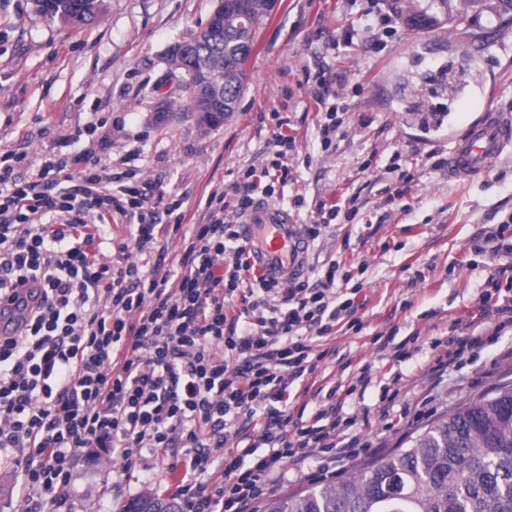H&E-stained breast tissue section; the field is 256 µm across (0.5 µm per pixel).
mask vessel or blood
<instances>
[{"label": "vessel or blood", "instance_id": "vessel-or-blood-1", "mask_svg": "<svg viewBox=\"0 0 512 512\" xmlns=\"http://www.w3.org/2000/svg\"><path fill=\"white\" fill-rule=\"evenodd\" d=\"M512 147V114L484 109L458 135L445 164L450 177L468 180L487 172ZM251 250V261L268 281L285 283L307 273L308 240L290 213L258 202L239 220Z\"/></svg>", "mask_w": 512, "mask_h": 512}]
</instances>
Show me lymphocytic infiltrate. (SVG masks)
Here are the masks:
<instances>
[{"mask_svg":"<svg viewBox=\"0 0 512 512\" xmlns=\"http://www.w3.org/2000/svg\"><path fill=\"white\" fill-rule=\"evenodd\" d=\"M30 163L0 151V297L11 301L0 317L30 315L19 334L0 336V464L20 480L23 512H61L87 448L119 458L128 476L181 445L166 490L190 512H254L310 448L334 459L369 453L338 444L347 425L333 406L288 429L290 389L318 369L301 329L324 336L355 312L335 287L336 264L313 288L261 276L240 288L250 254L217 194L175 266L127 262L130 250L180 230L151 219L111 257L101 250L113 242L108 216L125 198L142 207L138 189L113 193L94 165L72 178L55 155L38 176L57 191L41 193L14 176ZM259 413L268 422L245 442L242 422Z\"/></svg>","mask_w":512,"mask_h":512,"instance_id":"obj_1","label":"lymphocytic infiltrate"}]
</instances>
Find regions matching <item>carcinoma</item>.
<instances>
[{
    "label": "carcinoma",
    "instance_id": "carcinoma-1",
    "mask_svg": "<svg viewBox=\"0 0 512 512\" xmlns=\"http://www.w3.org/2000/svg\"><path fill=\"white\" fill-rule=\"evenodd\" d=\"M103 0H44L37 13L74 28L96 23ZM269 16L261 0H229L220 30L199 28L176 41L169 65L179 73L181 112L195 114L200 68L224 79V116L235 111L256 29ZM123 512H177L155 496ZM266 512H512V381L429 424L410 445L382 456L346 479L275 498Z\"/></svg>",
    "mask_w": 512,
    "mask_h": 512
}]
</instances>
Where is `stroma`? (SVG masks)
<instances>
[{
	"instance_id": "1",
	"label": "stroma",
	"mask_w": 512,
	"mask_h": 512,
	"mask_svg": "<svg viewBox=\"0 0 512 512\" xmlns=\"http://www.w3.org/2000/svg\"><path fill=\"white\" fill-rule=\"evenodd\" d=\"M427 0H278L260 24L243 93L223 124L202 132L194 116L159 104L177 98L164 53L206 22L214 0H105L101 20L82 32L35 13L32 0H0V150L36 162L61 154L72 172L98 164L146 194L157 223L202 224L208 196L223 195L224 218L253 180L272 185L270 203L300 224L320 222L319 205L344 203L350 220L311 241L309 285L329 262L339 290L356 288L360 331L346 324L327 336L303 328L323 355L305 387L292 391L294 415L310 421L336 388L350 435L391 451L470 397L512 379V326L467 354L442 378L433 345L478 315L489 277L512 287V259L474 243L498 225L512 236V148L492 171L449 178L444 160L455 137L483 106L512 113V20L496 0L464 22ZM341 124L322 146L329 107ZM93 125L92 136L77 128ZM294 140L279 155L277 139ZM179 203L178 216L168 203ZM404 358L395 359L394 346ZM368 387H358L362 369ZM120 461L80 455L69 491L73 512H121L144 495L146 478L169 480L164 467L125 477ZM345 478L354 463L309 456L282 472L269 498L311 483L310 472Z\"/></svg>"
}]
</instances>
